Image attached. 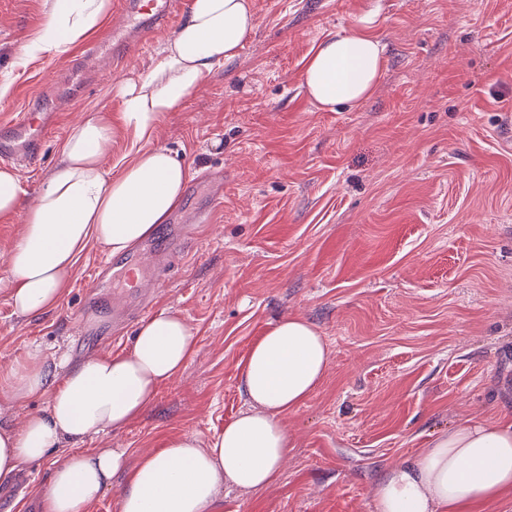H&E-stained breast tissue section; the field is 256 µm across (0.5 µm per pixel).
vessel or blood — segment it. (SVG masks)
I'll return each mask as SVG.
<instances>
[{
  "label": "vessel or blood",
  "instance_id": "vessel-or-blood-1",
  "mask_svg": "<svg viewBox=\"0 0 512 512\" xmlns=\"http://www.w3.org/2000/svg\"><path fill=\"white\" fill-rule=\"evenodd\" d=\"M119 6L120 22L107 27L95 40L83 46L79 61L103 56L124 60L135 52L140 40L159 29L171 27L173 17L179 10L187 8L188 3L187 0H153L147 6L142 0H119ZM57 119V113L41 111L37 101H29L26 111L13 118L9 136L0 137V161L13 164L34 159L43 136ZM194 232V226L175 225L161 246L144 254L142 263L152 271L148 280L150 286L157 287L165 282L169 269L183 257L181 242Z\"/></svg>",
  "mask_w": 512,
  "mask_h": 512
}]
</instances>
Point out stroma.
<instances>
[{"mask_svg": "<svg viewBox=\"0 0 512 512\" xmlns=\"http://www.w3.org/2000/svg\"><path fill=\"white\" fill-rule=\"evenodd\" d=\"M239 55L216 67L153 143L196 176L223 171L224 209L189 241L156 310L180 313L197 338L181 375L140 418L90 448L139 455L172 435L210 442L247 408L238 368L277 321L300 316L329 362L283 424L279 479L225 488L221 512H374L387 469L458 424L512 417V0H253ZM377 13L386 60L357 106L319 109L301 86L312 49ZM44 0H0V135L29 100L63 108L35 164L17 168L33 203L72 127L88 110L119 132L103 167L119 174L134 136L112 80L144 72L166 40H149L116 73L54 83L78 50L23 60L46 22ZM109 259L98 315L85 308ZM134 251L80 257L58 309L16 314L0 291V374L28 349L77 363L129 347L136 319L112 320L113 292ZM48 463L0 487V512H38Z\"/></svg>", "mask_w": 512, "mask_h": 512, "instance_id": "35a3bbf8", "label": "stroma"}]
</instances>
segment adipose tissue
<instances>
[{"label":"adipose tissue","instance_id":"ef3b65f1","mask_svg":"<svg viewBox=\"0 0 512 512\" xmlns=\"http://www.w3.org/2000/svg\"><path fill=\"white\" fill-rule=\"evenodd\" d=\"M112 0H47V21L24 46L28 59L55 56L96 32ZM374 16L318 43L301 85L325 110L355 106L378 84L385 46L371 32ZM252 0H192L187 20L157 61L113 86L137 148L118 176L102 168L117 134L93 112L76 125L35 202H23L17 173L0 169V220L24 214V231L0 280L14 311L35 318L55 309L89 245L121 255L154 235L180 204L189 169L152 138L163 113L176 111L215 66L234 59L254 28ZM196 338L179 315L163 311L138 326L129 349L86 359L59 372L39 349L0 379V401L44 398L20 424L0 423V482L28 466L53 462L41 491L42 512H91L124 477L118 512H220L224 487L258 490L280 475L290 442L283 416L296 410L323 377L328 350L316 327L290 317L254 342L240 367L248 411L227 423L209 447L197 435L167 438L157 451L129 461L126 449H85L86 439L140 417L157 388L175 379L195 352ZM512 494V418L466 422L437 434L425 448L387 471L375 512H476Z\"/></svg>","mask_w":512,"mask_h":512}]
</instances>
